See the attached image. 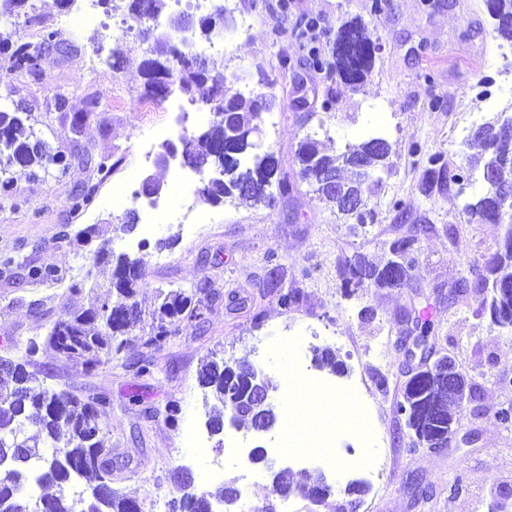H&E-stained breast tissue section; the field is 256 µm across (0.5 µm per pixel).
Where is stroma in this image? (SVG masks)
I'll list each match as a JSON object with an SVG mask.
<instances>
[{"label": "stroma", "instance_id": "stroma-1", "mask_svg": "<svg viewBox=\"0 0 512 512\" xmlns=\"http://www.w3.org/2000/svg\"><path fill=\"white\" fill-rule=\"evenodd\" d=\"M33 2L45 22L61 29L70 47L49 50L33 77L0 67V94L5 106L21 104L39 134L74 152L75 159L64 178L53 172L36 178L15 174L13 202L0 200V256L23 250L32 264L56 268L66 281L34 285L22 267L12 277L0 278L2 356L10 342L41 338L63 304H87L86 293H68V284L88 275L108 281L111 269L97 264L95 244L79 243L74 234L90 224L106 228L120 223L123 214L112 207V191L141 166L138 141L155 138L168 122L162 106L141 108L147 45L124 9L109 2L100 7L98 24L76 28L56 0ZM227 7L228 24L222 31L226 49L208 54L207 61L212 69L237 74L235 88L243 94L272 85L277 105L264 115L262 144L283 167L293 168L294 152L310 133L331 152L373 135L389 141L393 169L370 202L374 222L349 230L301 183L293 198L273 209L236 198L218 205L195 199L204 221L190 233L178 220L180 200L168 190L170 169L145 167L162 184L170 216L153 232L140 224L133 233L114 236L112 250L145 259L138 288L143 309L158 304L159 289L199 287L207 291L202 319L183 322L180 335L160 348L149 344V325L141 323L132 333L133 349L91 372L50 351L36 355L38 370L47 373V385L108 394L112 407L105 416V445L112 450L113 485L135 492L144 512H155L156 500L179 497L180 470L203 489L237 481L242 498L257 507L273 498L262 465H254L245 481L239 458H223L224 470L217 477L209 474L210 462L220 456L219 445L246 436L253 446L264 448L270 436L285 441L297 435L298 420L289 408L290 382L297 361L311 363L314 348L303 350L299 344L315 332V348H331L344 365L340 374L320 370V378L335 384L340 404L355 415H368L374 432L358 439L340 417H331L327 461L300 460L283 448L270 456L276 467L288 469L297 483L322 471L338 500L351 482H364L368 492L359 512H497L498 489L512 487V425L499 419L500 410L512 406V335L491 329L487 319L477 316L475 295L449 302L448 288L496 251L500 231L463 211L481 192L480 179H472L461 193L452 187L424 195L419 189L423 169L408 154L416 144L426 154L442 152L448 165H456L473 126L497 113H512V55L499 57L505 42L484 0H389L377 11L372 0H287L282 10L277 0H229ZM241 9L254 14L245 30L236 24ZM307 17L320 22L326 58L339 26L355 19L368 25L380 50L360 87L346 85L329 70L306 66V52L291 30ZM115 49L125 56L120 73L88 67L89 53L106 57ZM283 57L288 60L284 68L279 65ZM488 78L498 92L482 111H475V94ZM300 80L319 96H332L333 109L299 108L295 84ZM61 92L68 101L60 110L55 97ZM77 113L86 119L73 134L70 122ZM87 155L120 157L124 163L103 179L94 203L77 213L73 197L93 173L83 161ZM395 199L406 204V216L393 211ZM416 224L430 230L420 236L418 262L401 286L345 291L340 275L344 258L358 253L379 259ZM273 260L283 268V288L302 294L293 306H282L278 294L264 286ZM365 308L373 310V318H362ZM411 310L431 319L430 347L455 356L477 390V400L462 420V433L472 438L468 446L410 450L409 431L397 406L404 381L403 343L410 330L404 316ZM214 350L228 359L248 358L275 384L272 398L279 420L268 435L251 436L225 426L222 440L208 438L207 453L200 456L190 444L191 430L206 429L197 373ZM141 359L153 361V376L138 374ZM382 375L387 378L383 387L378 384ZM171 400L181 406L174 426L164 415Z\"/></svg>", "mask_w": 512, "mask_h": 512}]
</instances>
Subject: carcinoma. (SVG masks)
Returning <instances> with one entry per match:
<instances>
[{
    "label": "carcinoma",
    "instance_id": "carcinoma-1",
    "mask_svg": "<svg viewBox=\"0 0 512 512\" xmlns=\"http://www.w3.org/2000/svg\"><path fill=\"white\" fill-rule=\"evenodd\" d=\"M129 19L136 23L149 16L153 19L167 8V0H126ZM495 30L500 38L512 43V0H484ZM26 16V22L42 26L40 46L63 45L60 32L45 25L31 0H0V17L11 19ZM169 27L164 33L144 31L150 42L148 52L164 53L163 42H173ZM32 44L22 42L5 57L10 67L29 74L37 72L32 63ZM180 54L166 59V77H148L146 97L159 103L174 90L204 106L219 103L220 109H210L212 119L207 129L184 136L189 164L211 168L218 176L203 183L199 195L210 204H220L227 198L249 200L269 208L276 200H284L293 190L291 179L308 184L317 199L336 209L353 227L374 222L371 199L378 195L391 173V145L382 137L348 144L344 150L329 154L317 140L303 139L295 153L298 170L290 173L282 168L274 153L253 156L252 164L244 162L252 144L243 136L230 138L229 129L242 131L262 123L263 113L276 106V95L259 91L250 98L233 91L237 77L210 72L203 78L189 64L199 58L195 45L183 39ZM379 46L368 27L360 22H346L336 32L332 61L329 67L345 83H363L373 66ZM512 115L493 116L478 126L470 141L479 144L483 153L478 158L464 156L450 168L441 152L427 157L420 183L421 192L429 196L445 184L463 185L474 174L490 171L493 180L484 183L485 192L467 202L464 213L480 224H495L503 230L499 248L482 266L472 270V278L453 287L461 294L473 289L478 296V314L488 315L491 325L502 333L512 332ZM224 146V155L215 149ZM48 165L55 166L57 175L65 176L73 165V155H61L49 150V143L36 131L31 116L21 106L0 109V199L12 197L13 174H36ZM328 171L336 179V189L323 187L319 174ZM100 183L88 179L73 197V209L84 210L94 201ZM363 200L358 210L346 206L341 189ZM427 231L421 224L414 235L390 243L388 260L373 263L363 255L344 261L343 284L346 290L364 285L376 288H396L409 276L417 257L414 243ZM85 241L100 239L97 256L114 264L112 279L107 284L90 289L88 306L81 309L65 307L60 318L47 328L44 345L55 355L91 371L119 358L130 347V331L134 325L114 327V322L127 309H140L136 299L139 280L145 263L139 256L126 253L114 255L112 239L96 224L78 232ZM28 267V278L36 285L60 283L58 270L18 261L14 256L0 259V274L13 267ZM160 304L152 313L149 341L162 346L178 335L180 323L201 315L200 309L190 310L194 297L183 290L171 289L159 294ZM20 355L8 369L0 368V506L8 512H26L38 502L47 512H143L135 493L112 486V459L104 445L106 423L103 408L110 404L105 394L78 395L66 388L48 387L40 373L29 370L39 346L36 340L17 341ZM198 382L208 392L214 404L207 423L219 428L224 425V410L234 405L239 411L237 422L248 427L262 415L270 422L278 421V409L273 403L259 405L251 399L258 383L250 363L232 362L212 352L199 369ZM407 401V416L424 438L448 433V417L454 401L448 396V377L423 372L403 384ZM181 496L171 500L170 512H200L203 500L221 497L232 491L234 482L227 481L211 491L195 487L191 477L177 479ZM297 488L290 477L274 474L273 491L286 499Z\"/></svg>",
    "mask_w": 512,
    "mask_h": 512
}]
</instances>
